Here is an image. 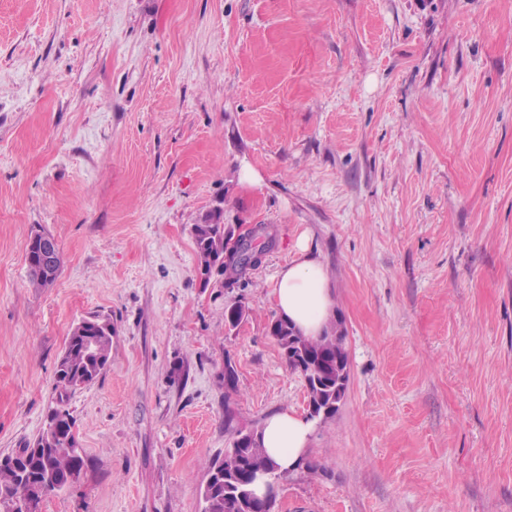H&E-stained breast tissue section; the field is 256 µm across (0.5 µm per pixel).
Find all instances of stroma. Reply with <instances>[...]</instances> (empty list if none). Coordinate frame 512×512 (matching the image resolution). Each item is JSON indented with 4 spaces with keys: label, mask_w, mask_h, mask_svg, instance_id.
Returning a JSON list of instances; mask_svg holds the SVG:
<instances>
[{
    "label": "stroma",
    "mask_w": 512,
    "mask_h": 512,
    "mask_svg": "<svg viewBox=\"0 0 512 512\" xmlns=\"http://www.w3.org/2000/svg\"><path fill=\"white\" fill-rule=\"evenodd\" d=\"M217 207L276 236L248 287L198 275ZM305 230L350 382L273 512H512V0H0V455L73 325L113 328L42 512H202L228 425L306 413L269 333ZM31 238L27 246V262L30 281L36 288L50 287L58 276L61 264V260L59 259V264L55 267L58 258V243L52 235L46 233H36ZM30 242L34 246L39 263L35 262L31 257L33 248L30 245ZM39 264L45 269L55 268L53 271L48 272L41 268Z\"/></svg>",
    "instance_id": "stroma-1"
}]
</instances>
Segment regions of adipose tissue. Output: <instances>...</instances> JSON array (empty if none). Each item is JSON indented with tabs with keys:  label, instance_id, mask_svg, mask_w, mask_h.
I'll list each match as a JSON object with an SVG mask.
<instances>
[{
	"label": "adipose tissue",
	"instance_id": "1",
	"mask_svg": "<svg viewBox=\"0 0 512 512\" xmlns=\"http://www.w3.org/2000/svg\"><path fill=\"white\" fill-rule=\"evenodd\" d=\"M293 257L275 276L273 296L281 316L304 337L322 334L334 315L335 300L328 284L325 264L300 235ZM313 423L291 409L267 416L262 428V445L277 465L278 474L295 470L308 452Z\"/></svg>",
	"mask_w": 512,
	"mask_h": 512
}]
</instances>
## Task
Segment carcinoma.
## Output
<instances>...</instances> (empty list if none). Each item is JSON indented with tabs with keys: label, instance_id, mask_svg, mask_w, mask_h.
I'll use <instances>...</instances> for the list:
<instances>
[{
	"label": "carcinoma",
	"instance_id": "1",
	"mask_svg": "<svg viewBox=\"0 0 512 512\" xmlns=\"http://www.w3.org/2000/svg\"><path fill=\"white\" fill-rule=\"evenodd\" d=\"M191 232L203 285H208L215 274L223 277L226 288L250 282L257 265L234 259L224 262V253L233 251L244 238L240 225L224 223V212L215 209L192 225ZM32 252V246H27L30 281L37 288H48L55 282L59 268L51 272L41 268L30 257ZM246 314L240 304L228 306L224 309V323L235 328ZM269 332L288 366L303 376L308 407L327 417L334 415L349 382V355L341 322L331 323L317 340L301 336L281 317L271 323ZM111 346L112 322L108 318L95 316L89 320L88 332L75 330L69 334L56 368L59 393L50 419L61 432L39 437L37 444L49 448L44 456H33L27 444L0 462V509L24 501L23 492L32 487L40 488L44 497L60 492L81 472L85 460L81 451H69L74 445L73 422L63 406L69 391L90 385L102 374ZM261 435L262 430L257 428L239 429L224 456L209 461L202 490L203 512H271L275 494L259 497L254 491L257 479L275 470L264 453Z\"/></svg>",
	"mask_w": 512,
	"mask_h": 512
}]
</instances>
